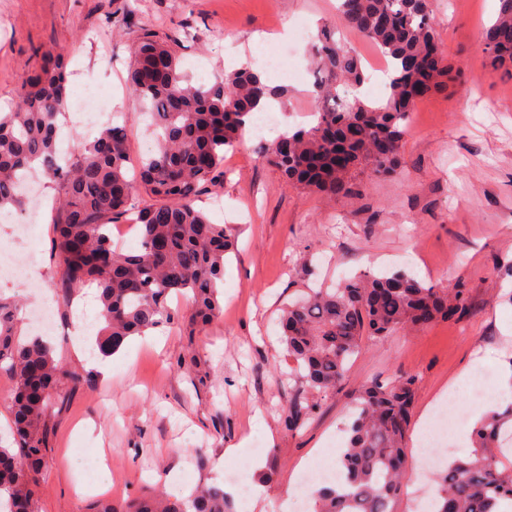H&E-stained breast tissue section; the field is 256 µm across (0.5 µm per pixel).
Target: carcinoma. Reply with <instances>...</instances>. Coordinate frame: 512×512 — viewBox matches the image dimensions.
Instances as JSON below:
<instances>
[{"mask_svg": "<svg viewBox=\"0 0 512 512\" xmlns=\"http://www.w3.org/2000/svg\"><path fill=\"white\" fill-rule=\"evenodd\" d=\"M339 22L371 42L393 72L386 96L375 104L359 92L365 82L360 56L331 32L318 35L312 59L318 117L265 148L264 156L290 184L330 197L353 194L354 170L369 165L378 176L399 163L405 128L417 99L448 86L454 70L439 42L430 0H338ZM484 30L492 74L512 76V0H499ZM130 93L151 114L155 151L141 161L139 179L128 175L126 126L108 124L76 143L71 160L57 159L58 117L66 109L67 73L61 54H50L22 85L12 111L0 113V210L21 211L22 173L41 167L54 189L55 287L67 301L90 284L97 290L102 323L95 347L110 356L136 335L173 323V295L192 304L191 323H211L222 309L224 258L235 235L214 224L196 205L201 191L224 180V151L238 146L245 124L283 91L245 66L194 85L177 53L146 30L131 46ZM142 184L153 203L137 202ZM136 215L139 248L125 252L109 233L112 222ZM469 313L468 289L440 290L405 271L368 272L335 288H313L286 307L281 341L307 393L288 402L284 419L299 430L315 412L309 396L336 391L364 337L394 332L438 318ZM0 368L15 380L12 443L0 445V512H36L35 495L47 465L44 422L64 380L85 382L65 368L49 341L20 337L17 305L0 298ZM415 398V377L399 375L364 384L353 398L346 446L339 451L338 482H321L314 512H395L409 470L405 440ZM473 447L435 475V512H498L512 505V408L479 420ZM230 497L215 485L186 499L149 494L128 502L103 498L90 512H228Z\"/></svg>", "mask_w": 512, "mask_h": 512, "instance_id": "carcinoma-1", "label": "carcinoma"}]
</instances>
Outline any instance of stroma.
Masks as SVG:
<instances>
[{
	"mask_svg": "<svg viewBox=\"0 0 512 512\" xmlns=\"http://www.w3.org/2000/svg\"><path fill=\"white\" fill-rule=\"evenodd\" d=\"M498 0H431L439 41L463 86L416 102L395 177L355 172L357 192L330 198L293 187L264 161L277 133L248 134L224 154V183L198 207L234 228L238 251L224 267L220 319L205 330L190 307L170 300L173 324L130 337L103 375L73 341L54 339L55 356L87 377L64 384L46 430L47 465L36 512H88L97 489L127 500L160 487L189 491L224 485L230 468L273 470L251 508L293 512L299 473L312 450L342 447L352 396L366 382L414 375L411 428L440 406L448 385L456 404L474 408L512 401L499 368L512 359V279L497 274L512 259V79L489 74L483 31ZM336 20V0H0V112L10 111L26 75L44 55L63 54L68 95L86 86L111 94L128 115L130 169L150 152L154 135L128 91L130 46L146 29L182 60L189 79L209 83L248 64L285 90V124L306 125L315 103L308 69L321 27ZM291 43L288 76L267 69L263 51ZM405 270L427 284H465L469 313L386 340L365 339L344 385L319 396L300 431L282 410L302 391L279 341L282 309L311 288L372 271ZM497 363L458 383L476 358ZM242 445L234 457L225 448Z\"/></svg>",
	"mask_w": 512,
	"mask_h": 512,
	"instance_id": "obj_1",
	"label": "stroma"
}]
</instances>
